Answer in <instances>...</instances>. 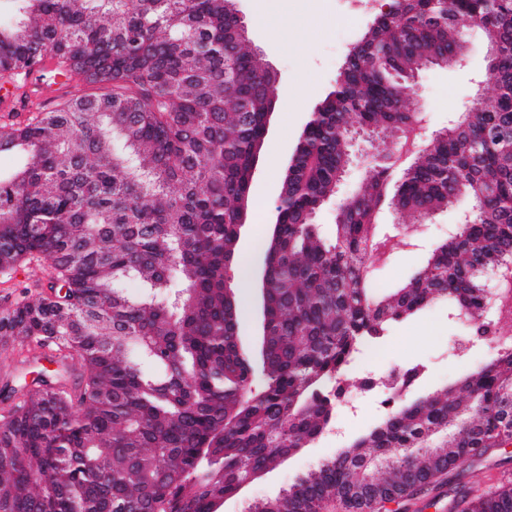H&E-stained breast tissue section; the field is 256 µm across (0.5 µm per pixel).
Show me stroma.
Segmentation results:
<instances>
[{
	"label": "stroma",
	"mask_w": 512,
	"mask_h": 512,
	"mask_svg": "<svg viewBox=\"0 0 512 512\" xmlns=\"http://www.w3.org/2000/svg\"><path fill=\"white\" fill-rule=\"evenodd\" d=\"M239 8L247 24V46L259 51L278 76L277 99L258 172L250 188L251 197H263L266 208L260 214L251 210L246 213L238 252L246 257L250 272L246 280L232 282L239 299V339L246 346L257 321L256 269L264 261L256 242L273 231L274 207L282 176L310 114L333 90L346 55L372 25L376 13L358 11L351 0H239ZM465 41V67L433 66L424 69L416 79L410 108L425 118V137L446 128L449 119L463 112L465 104L477 98L488 101L494 96L492 84L484 80L486 41L482 30L469 29ZM303 83L311 84L314 94L289 101V94ZM372 173L370 158L354 155L335 201L323 205L317 213L316 222L325 234L333 232L338 203L352 197ZM457 222V212L448 210L410 225L406 244L394 246L385 261L376 263L370 270L371 278L399 286ZM49 281V269L43 261L32 263L23 272L0 273V306L47 293ZM465 335L464 326L449 318L447 304H434L393 326L372 367L376 370L391 365L418 367L420 376L416 387L410 389V396L436 391L495 355V348L483 339H473L467 348H458V340ZM47 365L36 349L0 348V388L7 384L15 388L28 385L35 372ZM383 414L379 394L362 392L355 409L337 408L332 432L264 473L239 496L225 500L218 512H246L249 503L288 487L374 426Z\"/></svg>",
	"instance_id": "obj_1"
}]
</instances>
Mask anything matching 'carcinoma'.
<instances>
[{"label":"carcinoma","instance_id":"1","mask_svg":"<svg viewBox=\"0 0 512 512\" xmlns=\"http://www.w3.org/2000/svg\"><path fill=\"white\" fill-rule=\"evenodd\" d=\"M0 87L28 116L3 125L0 267L40 256L56 296L0 312V336L77 360L76 396L37 379L0 416V512H214L241 486L308 447L336 413L328 386L391 324L448 302L487 332L476 272L512 262V0H384L365 40L298 142L278 224L266 242L265 354L240 352L228 304L238 215L276 93L246 24L224 0H7ZM496 45V98L475 100L405 169L394 197L419 220L473 209L403 285L377 289L374 213L407 127L409 79L453 51L457 20ZM370 138L375 175L336 217L315 223ZM143 288L132 298L124 283ZM263 389L252 390L256 375ZM512 342L454 387L392 409L373 430L249 512H323L435 494L467 459L512 441ZM112 471L107 477L104 471ZM458 512H512V484L461 486Z\"/></svg>","mask_w":512,"mask_h":512}]
</instances>
